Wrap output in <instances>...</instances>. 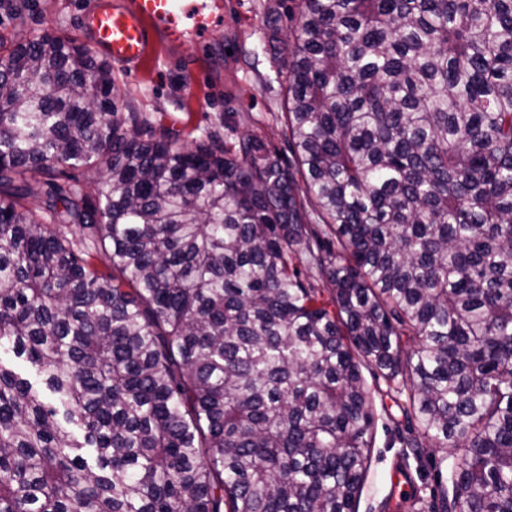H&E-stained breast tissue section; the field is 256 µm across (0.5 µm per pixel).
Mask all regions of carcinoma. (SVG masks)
I'll return each mask as SVG.
<instances>
[{
  "mask_svg": "<svg viewBox=\"0 0 512 512\" xmlns=\"http://www.w3.org/2000/svg\"><path fill=\"white\" fill-rule=\"evenodd\" d=\"M267 14L293 166L0 39V348L42 376L0 363V512H356L363 363L403 447L463 450L449 508L512 512V0Z\"/></svg>",
  "mask_w": 512,
  "mask_h": 512,
  "instance_id": "cac0c4a2",
  "label": "carcinoma"
}]
</instances>
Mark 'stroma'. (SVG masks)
<instances>
[{"mask_svg":"<svg viewBox=\"0 0 512 512\" xmlns=\"http://www.w3.org/2000/svg\"><path fill=\"white\" fill-rule=\"evenodd\" d=\"M0 12V36L63 30L92 45L87 17L94 0H14ZM220 21L206 35L204 51L194 45L155 42L139 64H113L132 111L154 125L219 133L225 142L250 135L269 149L284 150L285 88L280 62L265 49L267 0H222ZM361 375L373 396L374 445L357 512H443L441 494L451 490L449 471L462 452L425 449L414 455L395 435L401 413L385 381L370 366Z\"/></svg>","mask_w":512,"mask_h":512,"instance_id":"35a3bbf8","label":"stroma"}]
</instances>
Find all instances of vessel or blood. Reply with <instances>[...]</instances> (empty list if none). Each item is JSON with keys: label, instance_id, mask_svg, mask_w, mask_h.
<instances>
[{"label": "vessel or blood", "instance_id": "vessel-or-blood-1", "mask_svg": "<svg viewBox=\"0 0 512 512\" xmlns=\"http://www.w3.org/2000/svg\"><path fill=\"white\" fill-rule=\"evenodd\" d=\"M212 0H131L122 10L100 4L90 17L98 53L108 61L139 62L153 41L202 43Z\"/></svg>", "mask_w": 512, "mask_h": 512}]
</instances>
